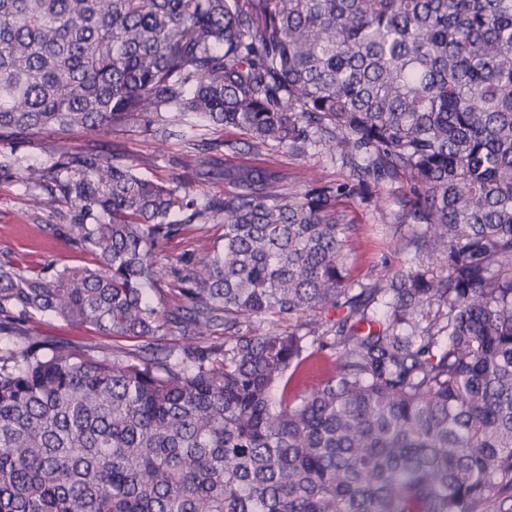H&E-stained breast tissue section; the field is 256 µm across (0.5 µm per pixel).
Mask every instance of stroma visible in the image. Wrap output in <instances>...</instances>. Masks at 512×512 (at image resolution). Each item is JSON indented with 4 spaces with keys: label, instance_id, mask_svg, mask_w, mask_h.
<instances>
[{
    "label": "stroma",
    "instance_id": "1",
    "mask_svg": "<svg viewBox=\"0 0 512 512\" xmlns=\"http://www.w3.org/2000/svg\"><path fill=\"white\" fill-rule=\"evenodd\" d=\"M224 139L237 142L236 151L227 153L218 148V141ZM244 140L237 129H215L192 118L181 126L179 136L168 139L156 133L154 125L143 122L133 127H115L106 133L78 128L50 131L33 143L0 141V152H15L25 162L38 166L51 165L63 148L84 153L114 152L124 155L140 176L180 182L197 198H220L230 187L217 178H199L194 167L188 166L186 154L193 144L199 145L198 156L202 159L211 155L233 167L261 165L276 169L285 177L286 191L294 194L304 191L305 176L333 184L349 175L348 169L316 151L297 155L274 146L255 151L245 146ZM207 142L214 143V151L204 150ZM405 190V182L400 181L381 186L371 203L349 196L338 199L337 208L345 214L350 227L352 280L367 284L384 280L406 261V254L394 252L381 220L383 211L393 208ZM73 214L72 205L64 201L52 210L33 208L17 178L0 176V265L41 271L91 264V254L72 239L68 230ZM223 232L218 217L184 225L179 234L163 241L158 258L164 264L175 262L178 257L196 251L202 242H220ZM22 325L32 335L61 343L104 348L116 344L115 338L48 315L23 318Z\"/></svg>",
    "mask_w": 512,
    "mask_h": 512
}]
</instances>
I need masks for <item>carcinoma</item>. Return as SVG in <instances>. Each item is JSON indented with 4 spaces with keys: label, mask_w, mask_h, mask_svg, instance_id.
<instances>
[{
    "label": "carcinoma",
    "mask_w": 512,
    "mask_h": 512,
    "mask_svg": "<svg viewBox=\"0 0 512 512\" xmlns=\"http://www.w3.org/2000/svg\"><path fill=\"white\" fill-rule=\"evenodd\" d=\"M193 117L351 178L290 194L208 158L233 191L200 203L109 153L24 168L94 264L0 266V512H512V0H0V140ZM400 180L416 262L357 287L335 200ZM218 215L222 245L159 264ZM24 330L33 336H41L49 340L72 343L91 347H112L135 344L124 338L102 336L97 331L76 324H71L48 315H33L22 319Z\"/></svg>",
    "instance_id": "obj_1"
}]
</instances>
